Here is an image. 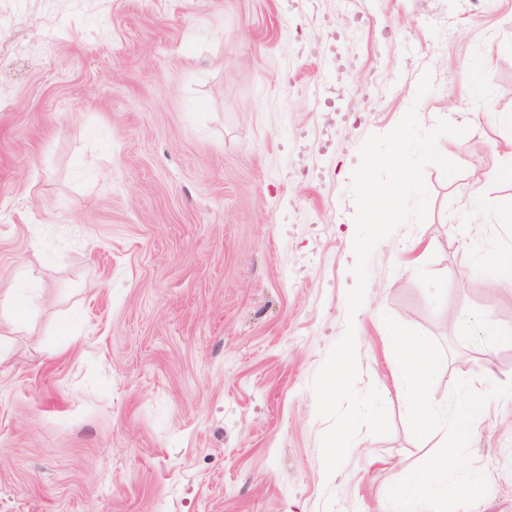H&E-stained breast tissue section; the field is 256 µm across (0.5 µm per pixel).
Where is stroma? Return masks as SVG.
<instances>
[{"label":"stroma","mask_w":512,"mask_h":512,"mask_svg":"<svg viewBox=\"0 0 512 512\" xmlns=\"http://www.w3.org/2000/svg\"><path fill=\"white\" fill-rule=\"evenodd\" d=\"M412 107L468 126L461 171L426 166L351 318L352 173ZM511 247L512 0H0V512H386L446 433L413 435L383 318L442 348L439 404L512 382ZM349 327L390 432L329 475ZM470 450L512 512V400Z\"/></svg>","instance_id":"1"}]
</instances>
